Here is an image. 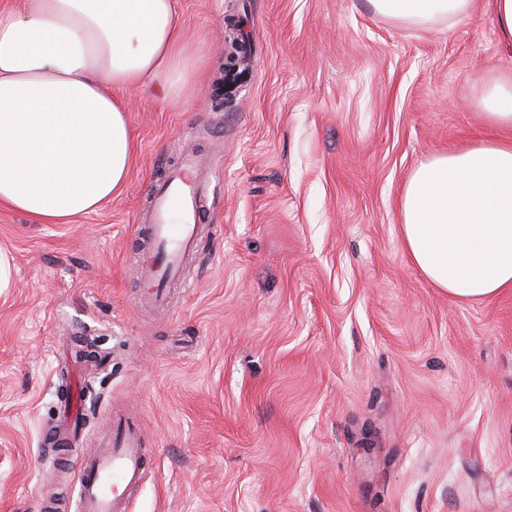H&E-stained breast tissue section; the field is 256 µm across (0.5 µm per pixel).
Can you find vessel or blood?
<instances>
[{
  "label": "vessel or blood",
  "mask_w": 512,
  "mask_h": 512,
  "mask_svg": "<svg viewBox=\"0 0 512 512\" xmlns=\"http://www.w3.org/2000/svg\"><path fill=\"white\" fill-rule=\"evenodd\" d=\"M198 166L197 156L185 153L152 192L137 259L144 285L138 298L142 306L166 305V282L179 274L184 255L197 245L209 192L195 178ZM149 465L141 423L114 416L109 436L92 457L84 459L78 473L76 512H127L126 502Z\"/></svg>",
  "instance_id": "obj_1"
}]
</instances>
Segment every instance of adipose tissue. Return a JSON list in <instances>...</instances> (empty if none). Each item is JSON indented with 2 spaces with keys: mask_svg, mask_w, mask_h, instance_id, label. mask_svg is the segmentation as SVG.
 I'll use <instances>...</instances> for the list:
<instances>
[{
  "mask_svg": "<svg viewBox=\"0 0 512 512\" xmlns=\"http://www.w3.org/2000/svg\"><path fill=\"white\" fill-rule=\"evenodd\" d=\"M430 28L475 0H369ZM189 43L176 0H0V205L73 224L125 187L136 156L127 90L183 96ZM495 137L420 162L398 202L410 262L461 301L512 289V72L479 96Z\"/></svg>",
  "mask_w": 512,
  "mask_h": 512,
  "instance_id": "1",
  "label": "adipose tissue"
}]
</instances>
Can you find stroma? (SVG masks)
<instances>
[{
	"label": "stroma",
	"instance_id": "35a3bbf8",
	"mask_svg": "<svg viewBox=\"0 0 512 512\" xmlns=\"http://www.w3.org/2000/svg\"><path fill=\"white\" fill-rule=\"evenodd\" d=\"M177 4L187 91L129 93L123 192L76 224L0 207V512H73L75 463L116 407L151 454L129 512H512V291L448 296L398 227L411 171L488 135L478 90L512 69L488 0L432 29L368 0ZM230 18L253 55L225 104ZM189 148L206 227L168 305L145 309L140 213ZM80 335L106 361L60 457L46 438Z\"/></svg>",
	"mask_w": 512,
	"mask_h": 512
}]
</instances>
